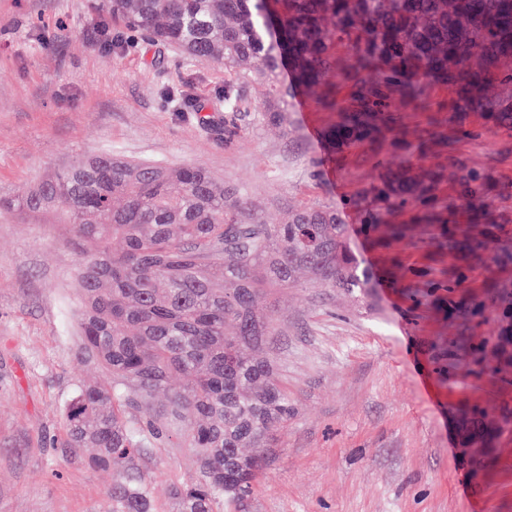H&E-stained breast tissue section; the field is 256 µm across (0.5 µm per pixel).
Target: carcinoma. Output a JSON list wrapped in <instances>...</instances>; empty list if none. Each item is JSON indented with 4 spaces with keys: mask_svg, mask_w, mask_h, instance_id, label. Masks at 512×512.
I'll use <instances>...</instances> for the list:
<instances>
[{
    "mask_svg": "<svg viewBox=\"0 0 512 512\" xmlns=\"http://www.w3.org/2000/svg\"><path fill=\"white\" fill-rule=\"evenodd\" d=\"M112 20L195 60H214L240 83L262 80L273 118L286 120L288 88L317 95L335 124L333 148L359 149L382 165L379 182L358 203L387 236L398 208L436 230L430 242L452 251L449 224H473L468 248H494L499 215L489 188L448 151V136L472 135L469 117L512 133V0H103ZM450 96L436 99L432 88ZM429 113L430 131L403 137L401 108ZM446 162L415 167L432 144ZM452 179L460 205L440 198ZM52 214L73 226L78 254L76 321L83 354L112 374L77 388L64 407L69 448H93L89 465L118 470L112 512H150L152 489L139 475L141 448L180 434L200 466L199 478L169 494L179 512L240 509L271 447V431L288 422L292 403L274 364L257 350L272 335L262 302L306 271L321 287L368 288L336 212L304 206L284 224H266L199 166L166 168L110 154L80 160L14 198L0 215ZM123 249L112 251V240ZM181 387L169 391L173 376ZM166 399L158 401L160 394ZM468 442L488 447L497 431L466 419Z\"/></svg>",
    "mask_w": 512,
    "mask_h": 512,
    "instance_id": "carcinoma-1",
    "label": "carcinoma"
}]
</instances>
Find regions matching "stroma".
I'll return each mask as SVG.
<instances>
[{
	"instance_id": "1",
	"label": "stroma",
	"mask_w": 512,
	"mask_h": 512,
	"mask_svg": "<svg viewBox=\"0 0 512 512\" xmlns=\"http://www.w3.org/2000/svg\"><path fill=\"white\" fill-rule=\"evenodd\" d=\"M101 0H0V197L106 152L167 167L202 166L268 224L301 206L335 210L372 288L314 286L308 274L267 302L262 346L295 407L274 432L245 512H512V434L473 459L464 414L512 418V370L494 362L512 328V262L456 258L413 240L377 248L354 197L374 176L361 151L329 149L336 120L302 92L288 119H266L267 87L224 134L223 65L194 61L113 22ZM456 153L491 185L512 238V135L472 116ZM53 217H0V512H112L113 473L64 444V403L102 379L80 357L78 256ZM502 288L488 299L484 285ZM152 512H178L168 490L198 477L189 449L146 446ZM457 494H449V483Z\"/></svg>"
}]
</instances>
